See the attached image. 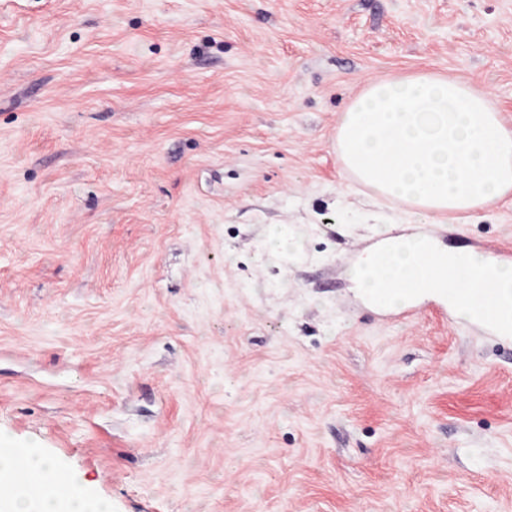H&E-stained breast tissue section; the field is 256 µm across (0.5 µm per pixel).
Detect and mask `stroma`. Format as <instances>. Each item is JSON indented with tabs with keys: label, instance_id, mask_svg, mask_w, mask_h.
<instances>
[{
	"label": "stroma",
	"instance_id": "35a3bbf8",
	"mask_svg": "<svg viewBox=\"0 0 512 512\" xmlns=\"http://www.w3.org/2000/svg\"><path fill=\"white\" fill-rule=\"evenodd\" d=\"M418 75L512 129V0H0V438L112 512H512V337L350 275L512 246L340 162Z\"/></svg>",
	"mask_w": 512,
	"mask_h": 512
}]
</instances>
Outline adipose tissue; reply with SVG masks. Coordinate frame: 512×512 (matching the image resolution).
Returning a JSON list of instances; mask_svg holds the SVG:
<instances>
[{
    "instance_id": "adipose-tissue-1",
    "label": "adipose tissue",
    "mask_w": 512,
    "mask_h": 512,
    "mask_svg": "<svg viewBox=\"0 0 512 512\" xmlns=\"http://www.w3.org/2000/svg\"><path fill=\"white\" fill-rule=\"evenodd\" d=\"M447 266V278L438 275ZM363 293L389 306L409 296L433 295L445 288L457 318L490 311L512 322V267H489L480 257L448 253L429 257L423 241L399 237L388 250L368 253L353 269ZM81 474L28 448L0 446V512H112L110 504L84 491Z\"/></svg>"
}]
</instances>
